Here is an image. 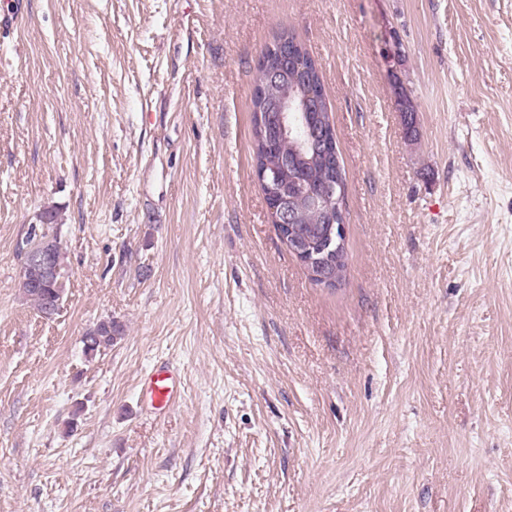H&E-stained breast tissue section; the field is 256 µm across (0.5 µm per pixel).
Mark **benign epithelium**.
Returning <instances> with one entry per match:
<instances>
[{
  "instance_id": "benign-epithelium-1",
  "label": "benign epithelium",
  "mask_w": 512,
  "mask_h": 512,
  "mask_svg": "<svg viewBox=\"0 0 512 512\" xmlns=\"http://www.w3.org/2000/svg\"><path fill=\"white\" fill-rule=\"evenodd\" d=\"M263 85L261 91L288 86V57L280 58L274 66L263 65ZM312 111L319 108V98L310 90H305V99L301 102L293 97L275 96L268 99L264 111L257 115L262 138H267L270 130L285 134L291 131L293 119L292 109ZM256 177L262 183L272 181L269 196L274 206L269 212L274 214L275 223L288 229V248L297 257L306 259V264L321 270L318 275L319 284L334 287L340 281L342 247L344 246L345 230L342 224H329L327 233L322 237L301 233L299 209L301 203L311 207H324L333 213L343 202V188L334 180L323 183L322 192L318 195H303L298 190L284 189L276 179V172L268 168L256 170ZM22 274L29 276L36 284H43L50 279L55 270L45 254L37 256L33 261L22 265Z\"/></svg>"
}]
</instances>
